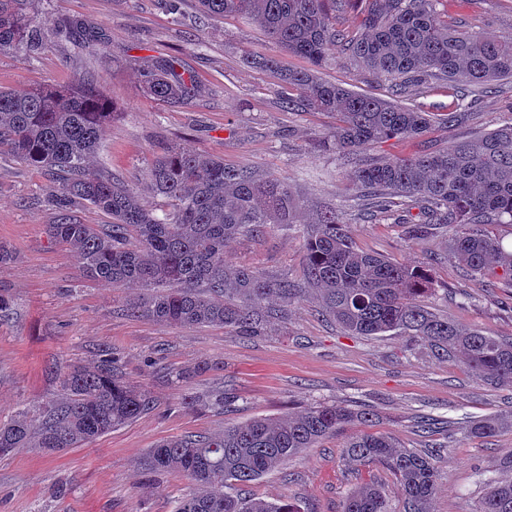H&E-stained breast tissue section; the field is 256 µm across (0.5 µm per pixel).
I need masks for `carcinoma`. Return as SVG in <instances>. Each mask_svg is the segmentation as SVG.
<instances>
[{
  "instance_id": "1",
  "label": "carcinoma",
  "mask_w": 512,
  "mask_h": 512,
  "mask_svg": "<svg viewBox=\"0 0 512 512\" xmlns=\"http://www.w3.org/2000/svg\"><path fill=\"white\" fill-rule=\"evenodd\" d=\"M445 0H197L208 17L254 22L268 42L305 60L282 74L297 96L288 105L336 117L318 147L348 161L360 150L393 138L419 135L430 113L397 101L406 89L433 76L456 87L512 80V35L456 32L440 20ZM26 0H0V50L42 48L25 10ZM361 17V34L339 25ZM69 33L84 43L100 36L79 22ZM340 43L369 73L391 79L393 99L353 92L320 78L329 46ZM196 79L175 56L156 57L141 73L144 96L171 105L189 102ZM112 115L98 82L86 75L60 88L0 90V149L21 162L63 173L59 205L82 201L112 218L105 228L67 217L47 225L51 241L80 257L89 278L114 286L138 285L150 294L126 311L167 324L212 325L240 334L262 330L274 309L306 288L322 310L354 336H408L437 356L461 354L488 384L512 387V340L467 329L420 303L432 291L428 274L359 249L336 209L321 213L308 232L304 285L271 280L246 265H232L224 243L258 237L268 226L289 229L297 202L288 182L231 165L224 158L170 147L146 170L155 207L120 180L93 167ZM351 182L367 219L391 218L410 201L419 210L409 232L441 230L448 251L472 273L502 271L512 282V246L486 229L512 224V122L447 150L406 158H367ZM62 398L32 420L21 412L0 424V456L17 448H78L152 410L148 388L127 381L112 358L77 365L61 379ZM372 413L319 404L278 419L252 418L214 436L165 440L150 451V469L188 477L194 485L176 512H299L286 500L242 498L237 485L262 478L289 459ZM512 417L480 419L470 433L488 437ZM345 459L382 466L396 479L403 512H432L437 472L431 457L383 434L362 433L344 444ZM343 512H393L374 484L346 499ZM475 512H512V478L493 481Z\"/></svg>"
}]
</instances>
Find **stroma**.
Returning <instances> with one entry per match:
<instances>
[{"mask_svg": "<svg viewBox=\"0 0 512 512\" xmlns=\"http://www.w3.org/2000/svg\"><path fill=\"white\" fill-rule=\"evenodd\" d=\"M181 13L174 18L163 0H30L28 14L41 23L44 46L0 51V88L63 87L79 74L94 75L112 112L94 167L142 196L148 164L169 146L287 177L298 203L294 229L274 226L259 238L231 240L226 256L233 264L302 282V230L332 204L360 249L428 271L435 289L422 302L430 310L460 326L512 338V289L501 280L487 287L485 278L467 272L449 253L447 234L411 237L404 225L360 218L351 164L317 147L333 118L285 108L284 83L248 63L249 55L274 51L257 24L200 18L195 0H183ZM75 19L94 26L102 43L56 33L57 25ZM448 24L512 34V0H471L462 8L450 0ZM160 54L178 55L193 71L200 92L191 102L173 106L142 95L139 71ZM328 54L323 79L389 98L390 80L351 64L343 46ZM406 101L437 117L458 107L464 116L451 126L437 121L411 139L371 146L366 156L444 150L496 129L512 116V82L469 85L460 103L434 80ZM59 181L58 173L0 151V245L12 254L0 267V293L13 301L0 319V421L19 411L38 416L61 398V377L70 366L107 353L119 358L127 380L152 391L158 407L79 448H19L0 457V512H175L192 483L148 469L157 443L213 436L232 423L279 418L323 402L366 407L373 417L237 486V493L285 499L299 512H341L346 497L371 482L394 494L396 481L385 468L345 463L343 445L360 433L385 434L432 455L434 512H474L486 479L502 477L499 460L512 448V428L490 437L470 435L467 428L474 420L512 415V388L489 385L461 357H434L423 343L403 336L347 335L322 314L311 291L269 318L257 336L128 316L127 301L145 296V289L87 278L78 256L50 241L46 226L61 216L84 224L109 221L84 202L60 210ZM192 368L197 376L177 381L178 372ZM191 397L196 405L190 409L185 402ZM424 418L441 421V428L420 431Z\"/></svg>", "mask_w": 512, "mask_h": 512, "instance_id": "1", "label": "stroma"}]
</instances>
